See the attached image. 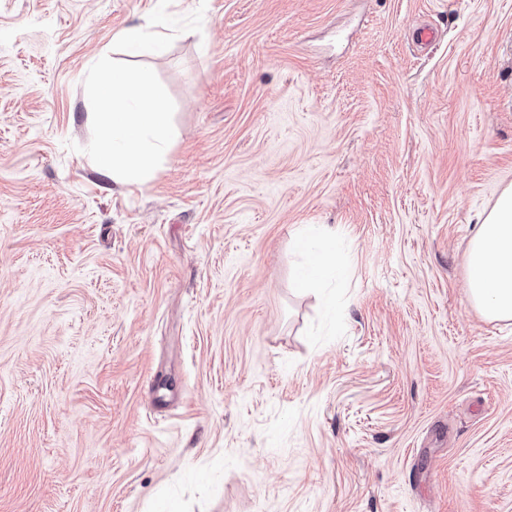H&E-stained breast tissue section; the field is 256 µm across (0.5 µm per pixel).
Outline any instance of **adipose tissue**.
Wrapping results in <instances>:
<instances>
[{
	"instance_id": "1",
	"label": "adipose tissue",
	"mask_w": 512,
	"mask_h": 512,
	"mask_svg": "<svg viewBox=\"0 0 512 512\" xmlns=\"http://www.w3.org/2000/svg\"><path fill=\"white\" fill-rule=\"evenodd\" d=\"M111 84L113 101L134 95L137 107L102 113L99 137L103 145L101 171L113 181L131 183L149 175L154 159L163 155L168 138V115L138 78L126 71L103 76ZM333 241L331 229H307L296 245L308 256L303 281L322 276ZM467 288L472 305L487 317L512 320V185L503 189L479 224L465 257Z\"/></svg>"
}]
</instances>
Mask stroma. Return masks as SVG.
Masks as SVG:
<instances>
[{"label":"stroma","mask_w":512,"mask_h":512,"mask_svg":"<svg viewBox=\"0 0 512 512\" xmlns=\"http://www.w3.org/2000/svg\"><path fill=\"white\" fill-rule=\"evenodd\" d=\"M115 66L169 114L135 184ZM510 184L512 0H0V512H512L465 265ZM102 84L112 86L113 112H102L99 137L103 152L101 172L112 175V181L132 183L149 175L154 159L165 152L168 138V113L162 111L158 99L138 78L126 71L106 74ZM134 95V110H116L126 95ZM333 241L331 229L309 228L296 238V245L308 255V263L302 274V283L306 285L312 279L322 276L328 266V256Z\"/></svg>","instance_id":"35a3bbf8"}]
</instances>
